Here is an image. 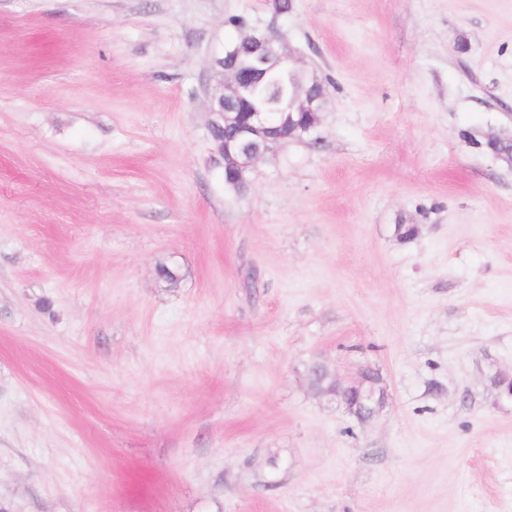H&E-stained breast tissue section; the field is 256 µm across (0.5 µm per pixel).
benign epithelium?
Wrapping results in <instances>:
<instances>
[{"mask_svg": "<svg viewBox=\"0 0 512 512\" xmlns=\"http://www.w3.org/2000/svg\"><path fill=\"white\" fill-rule=\"evenodd\" d=\"M251 49V67L264 72L283 75L297 71L292 55L283 44L281 36L271 27H252L248 33ZM238 47L228 43L224 53L215 58L213 71L216 86L209 91V125L224 126V113L240 112L243 120L231 138L212 150L211 162L221 164L229 160L236 170V181H248V174L256 162L275 156L278 147L288 139H302L310 132V126L301 123L295 114L316 113L314 99L300 100L297 94L279 84L273 85L267 98L261 103L251 100V76L234 68Z\"/></svg>", "mask_w": 512, "mask_h": 512, "instance_id": "benign-epithelium-1", "label": "benign epithelium"}]
</instances>
